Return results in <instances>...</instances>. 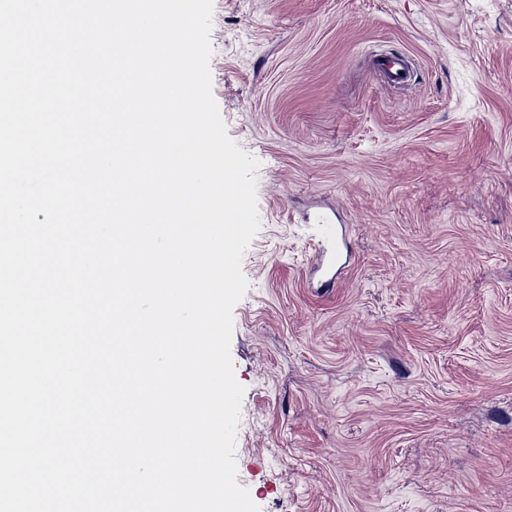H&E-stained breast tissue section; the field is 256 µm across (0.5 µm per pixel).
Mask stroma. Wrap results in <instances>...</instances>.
<instances>
[{"label": "stroma", "mask_w": 512, "mask_h": 512, "mask_svg": "<svg viewBox=\"0 0 512 512\" xmlns=\"http://www.w3.org/2000/svg\"><path fill=\"white\" fill-rule=\"evenodd\" d=\"M210 41L260 162L238 484L260 512H512V0H213ZM376 66L383 73L389 85H404L411 78L408 67L399 56L379 58L376 60Z\"/></svg>", "instance_id": "obj_1"}]
</instances>
